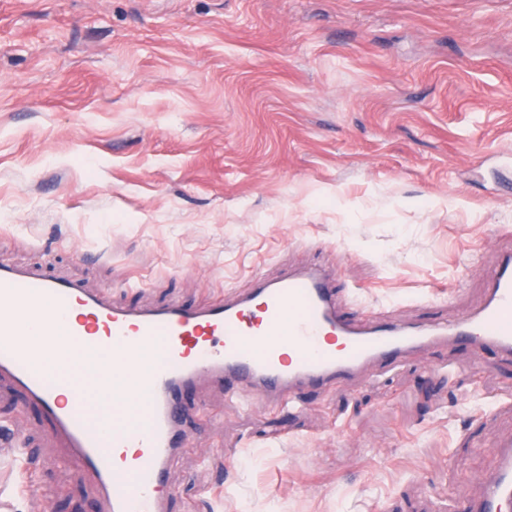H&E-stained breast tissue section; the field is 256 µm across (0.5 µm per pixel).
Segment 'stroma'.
Here are the masks:
<instances>
[{
  "label": "stroma",
  "mask_w": 512,
  "mask_h": 512,
  "mask_svg": "<svg viewBox=\"0 0 512 512\" xmlns=\"http://www.w3.org/2000/svg\"><path fill=\"white\" fill-rule=\"evenodd\" d=\"M512 248V0H0V261L141 307L325 267L360 316L477 309ZM169 512H457L512 358L440 345L297 410L189 392ZM0 512H94L0 380ZM23 441L9 433L4 427L0 431V457L11 458L14 461L23 460L27 464L26 448Z\"/></svg>",
  "instance_id": "stroma-1"
}]
</instances>
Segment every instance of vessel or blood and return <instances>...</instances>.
<instances>
[{"label":"vessel or blood","instance_id":"vessel-or-blood-1","mask_svg":"<svg viewBox=\"0 0 512 512\" xmlns=\"http://www.w3.org/2000/svg\"><path fill=\"white\" fill-rule=\"evenodd\" d=\"M35 330L37 347L28 341ZM62 330L89 363L111 355L134 390L68 376L57 354ZM448 341L512 357V250L489 276L482 306L436 326L349 317L333 275L321 268L255 279L210 307L141 308L0 264V376L40 405L77 458L79 476L97 485L100 512H167L182 397L202 384L289 405L301 390L346 383L369 366ZM0 457L25 459L23 441L1 430ZM511 507L512 442L501 445L481 497L461 512Z\"/></svg>","mask_w":512,"mask_h":512}]
</instances>
